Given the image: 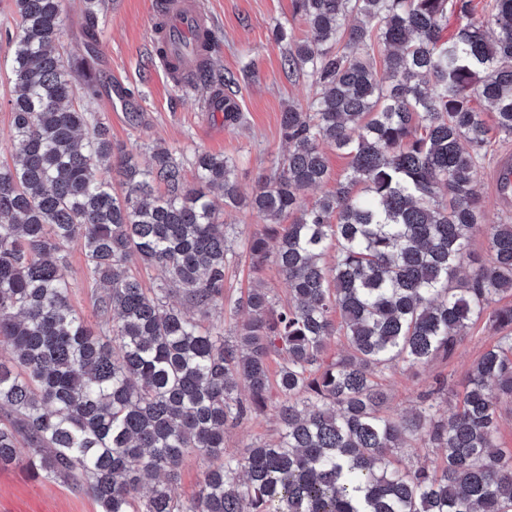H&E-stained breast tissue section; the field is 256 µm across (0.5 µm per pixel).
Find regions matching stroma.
Masks as SVG:
<instances>
[{"mask_svg": "<svg viewBox=\"0 0 512 512\" xmlns=\"http://www.w3.org/2000/svg\"><path fill=\"white\" fill-rule=\"evenodd\" d=\"M153 2L106 0L96 36L101 93L89 101L90 110L107 123L113 142L133 150L139 161L148 160L155 144L168 147L184 164L187 186L196 184L192 166L195 153L207 151L238 159L241 188L250 191L286 149L280 132L281 112L288 104H305L314 91L307 75L285 73V48L271 36L273 25L281 21L287 23L293 38L303 39L307 31L304 20L294 14L293 0H203L217 36L212 50L214 66L239 77L235 100L245 121L228 128L223 113L205 108L209 87L178 86L159 67L152 36ZM61 41L66 55L85 54L82 0H65ZM10 55V44L0 38V150L9 144L10 102L16 96L8 64ZM246 59L252 61L253 71L244 76L240 68ZM508 153L512 154V138L492 134L491 146L475 179L486 215L496 222L512 218V204L499 199L494 181L497 160ZM224 221L232 226V248L240 255L238 263L226 272L228 300L238 299L253 281L259 280L270 288L277 302L287 303L288 285L277 268L270 265L256 274L242 257L247 240L262 231L261 219L250 209L228 208ZM65 273L71 283V306L87 325L98 327L97 300L104 288L88 274L81 240L67 247ZM498 337L492 324L483 320L459 338L451 357L435 359L414 371L399 366L387 371L382 379L388 395L387 412H411L438 378L447 383L439 408L448 410L462 394L474 363ZM279 431L275 410H267L249 422L227 428L224 452L238 455L254 443H274ZM0 512H99V508L89 494L69 483L33 478L24 465L13 464L0 468Z\"/></svg>", "mask_w": 512, "mask_h": 512, "instance_id": "35a3bbf8", "label": "stroma"}]
</instances>
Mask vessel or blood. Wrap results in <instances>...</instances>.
I'll return each mask as SVG.
<instances>
[{
	"label": "vessel or blood",
	"instance_id": "b4317fda",
	"mask_svg": "<svg viewBox=\"0 0 512 512\" xmlns=\"http://www.w3.org/2000/svg\"><path fill=\"white\" fill-rule=\"evenodd\" d=\"M210 27L201 0H154L152 33L165 46L159 62L172 82L193 85L207 62L200 54L198 41Z\"/></svg>",
	"mask_w": 512,
	"mask_h": 512
}]
</instances>
